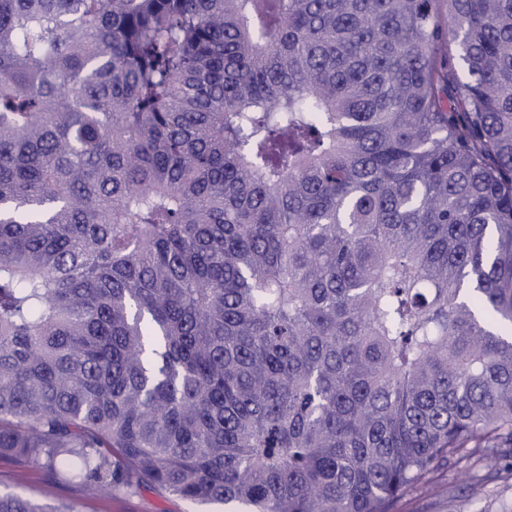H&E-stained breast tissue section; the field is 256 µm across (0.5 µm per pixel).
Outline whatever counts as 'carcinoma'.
Wrapping results in <instances>:
<instances>
[{
    "mask_svg": "<svg viewBox=\"0 0 512 512\" xmlns=\"http://www.w3.org/2000/svg\"><path fill=\"white\" fill-rule=\"evenodd\" d=\"M509 328L512 0H0V454L253 512L474 498ZM466 496L457 476L443 469L437 472L431 488L406 493L389 512H467Z\"/></svg>",
    "mask_w": 512,
    "mask_h": 512,
    "instance_id": "carcinoma-1",
    "label": "carcinoma"
}]
</instances>
